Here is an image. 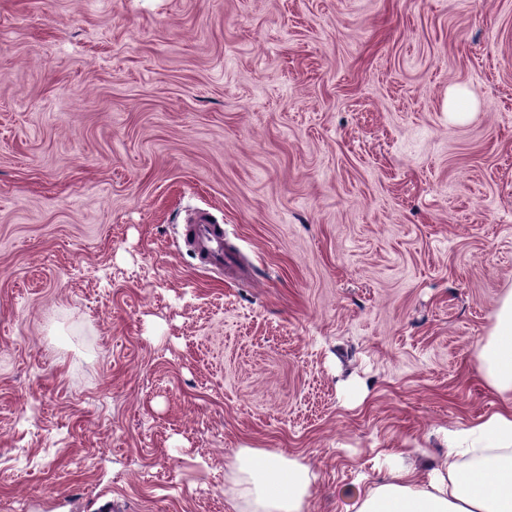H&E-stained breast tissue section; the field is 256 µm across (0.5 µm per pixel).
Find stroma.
<instances>
[{
	"label": "stroma",
	"instance_id": "1",
	"mask_svg": "<svg viewBox=\"0 0 512 512\" xmlns=\"http://www.w3.org/2000/svg\"><path fill=\"white\" fill-rule=\"evenodd\" d=\"M511 290L512 0H0V512H235L242 448L356 512ZM185 242L208 265L224 269L234 263L233 257L224 249V227L208 212H198L187 223Z\"/></svg>",
	"mask_w": 512,
	"mask_h": 512
}]
</instances>
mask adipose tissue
I'll use <instances>...</instances> for the list:
<instances>
[{
  "instance_id": "1",
  "label": "adipose tissue",
  "mask_w": 512,
  "mask_h": 512,
  "mask_svg": "<svg viewBox=\"0 0 512 512\" xmlns=\"http://www.w3.org/2000/svg\"><path fill=\"white\" fill-rule=\"evenodd\" d=\"M473 356L503 406L448 432L442 456L422 468L392 452L387 480L367 487L356 512H512V291ZM224 494L238 512H304L308 465L263 448H243L226 464Z\"/></svg>"
}]
</instances>
